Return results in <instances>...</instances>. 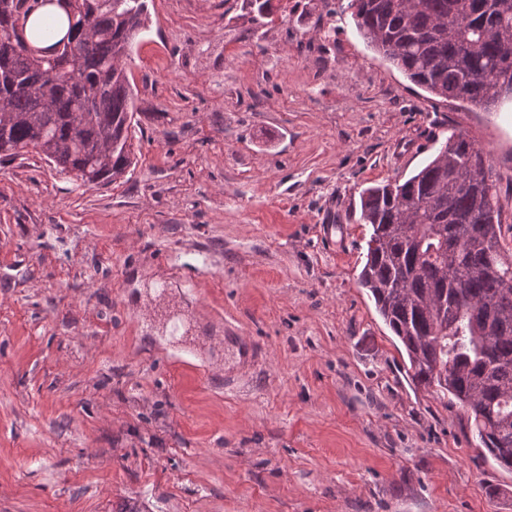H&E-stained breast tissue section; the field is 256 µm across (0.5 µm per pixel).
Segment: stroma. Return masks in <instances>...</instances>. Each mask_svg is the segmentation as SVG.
<instances>
[{
    "instance_id": "1",
    "label": "stroma",
    "mask_w": 512,
    "mask_h": 512,
    "mask_svg": "<svg viewBox=\"0 0 512 512\" xmlns=\"http://www.w3.org/2000/svg\"><path fill=\"white\" fill-rule=\"evenodd\" d=\"M148 4L133 166L0 163V512H512V472L358 283L360 191L452 129L489 154L512 252V100L415 86L347 0Z\"/></svg>"
}]
</instances>
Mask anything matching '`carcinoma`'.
<instances>
[{
    "mask_svg": "<svg viewBox=\"0 0 512 512\" xmlns=\"http://www.w3.org/2000/svg\"><path fill=\"white\" fill-rule=\"evenodd\" d=\"M0 0V161L32 147L83 184L133 165L134 95L122 61L146 0H80L64 51L28 54L19 11ZM349 0L369 47L429 94L486 111L494 72L512 75V0ZM448 152L407 179L360 194L371 228L359 284L403 346L420 388L450 395L488 454L512 471V256L501 243L497 186L483 150L452 132Z\"/></svg>",
    "mask_w": 512,
    "mask_h": 512,
    "instance_id": "cac0c4a2",
    "label": "carcinoma"
}]
</instances>
